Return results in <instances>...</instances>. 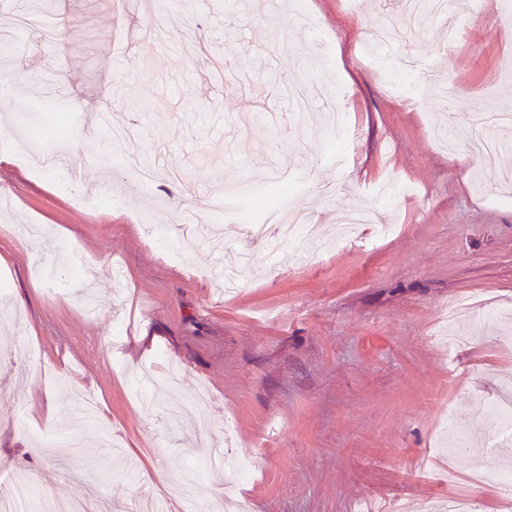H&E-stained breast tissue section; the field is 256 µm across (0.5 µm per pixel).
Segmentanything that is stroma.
I'll list each match as a JSON object with an SVG mask.
<instances>
[{
	"label": "stroma",
	"instance_id": "stroma-1",
	"mask_svg": "<svg viewBox=\"0 0 512 512\" xmlns=\"http://www.w3.org/2000/svg\"><path fill=\"white\" fill-rule=\"evenodd\" d=\"M52 2L55 41L30 30L0 51V137L66 159L40 174L0 162L7 483L100 512L146 490L179 512L170 491L194 470L210 512H433L453 496L512 512L497 481L468 480L483 454L512 459L489 432L512 333L485 328L452 350L433 338L463 296L512 316V151L461 165L438 133L466 141L489 93L512 98V0H468L439 36L415 19L377 56L372 27L402 24V0H126L118 16L113 0ZM39 100L66 110L62 134L35 136ZM119 148L151 157L150 189L113 167ZM302 158L281 204L323 226L356 209L372 223L321 255L248 242L273 171ZM390 175L409 193L378 200ZM191 214L247 255L237 295L207 241L173 263L142 231ZM10 224L46 231L23 246ZM448 405L470 433L459 448L443 435Z\"/></svg>",
	"mask_w": 512,
	"mask_h": 512
}]
</instances>
